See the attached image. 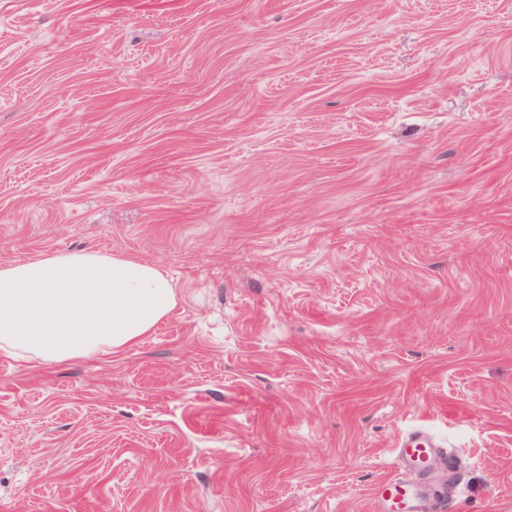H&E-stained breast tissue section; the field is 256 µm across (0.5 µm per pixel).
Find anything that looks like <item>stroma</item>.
<instances>
[{
    "label": "stroma",
    "mask_w": 512,
    "mask_h": 512,
    "mask_svg": "<svg viewBox=\"0 0 512 512\" xmlns=\"http://www.w3.org/2000/svg\"><path fill=\"white\" fill-rule=\"evenodd\" d=\"M82 248L177 304L0 351V512H373L418 422L512 512V0H0V262Z\"/></svg>",
    "instance_id": "1"
}]
</instances>
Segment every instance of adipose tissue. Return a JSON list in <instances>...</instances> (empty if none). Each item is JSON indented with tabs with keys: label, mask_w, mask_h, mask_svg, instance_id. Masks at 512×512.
Wrapping results in <instances>:
<instances>
[{
	"label": "adipose tissue",
	"mask_w": 512,
	"mask_h": 512,
	"mask_svg": "<svg viewBox=\"0 0 512 512\" xmlns=\"http://www.w3.org/2000/svg\"><path fill=\"white\" fill-rule=\"evenodd\" d=\"M176 303L154 263L95 250L0 265V350L30 367L102 358L149 336Z\"/></svg>",
	"instance_id": "obj_1"
}]
</instances>
